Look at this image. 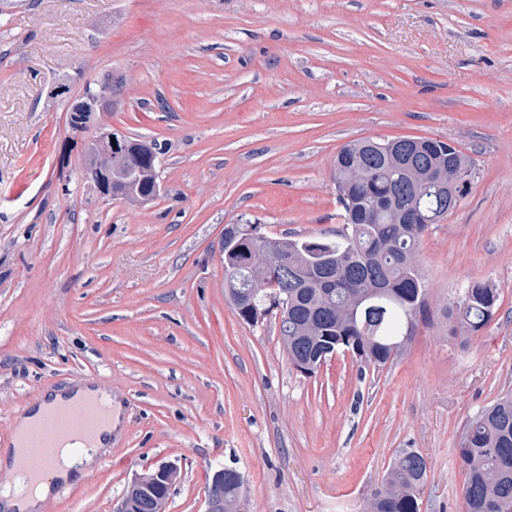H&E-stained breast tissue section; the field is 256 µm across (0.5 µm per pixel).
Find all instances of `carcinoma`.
Masks as SVG:
<instances>
[{
    "mask_svg": "<svg viewBox=\"0 0 512 512\" xmlns=\"http://www.w3.org/2000/svg\"><path fill=\"white\" fill-rule=\"evenodd\" d=\"M71 112L73 131H85L93 112ZM472 166L471 157L433 137L363 139L344 145L334 173L342 206L334 238L269 237L258 224L224 242V268L249 281H265L288 298L281 342L288 359L320 362L350 352L376 369L400 357L413 338L415 322L428 316L427 289L418 249L429 226L447 217L464 188L443 197L416 196L418 185L454 178L450 164ZM119 183L152 175L136 157L112 164ZM237 313L249 304L248 289L225 282ZM499 308V293L473 283L443 307L448 333L462 343L486 328ZM397 344L399 348L391 349ZM456 455L465 471L462 512H512V389L501 391L465 424ZM229 469L224 500L235 510L244 495L243 476ZM430 466L418 451L397 452L382 488L365 499L364 512H420Z\"/></svg>",
    "mask_w": 512,
    "mask_h": 512,
    "instance_id": "1",
    "label": "carcinoma"
}]
</instances>
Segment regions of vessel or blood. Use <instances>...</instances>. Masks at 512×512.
<instances>
[{"instance_id":"1","label":"vessel or blood","mask_w":512,"mask_h":512,"mask_svg":"<svg viewBox=\"0 0 512 512\" xmlns=\"http://www.w3.org/2000/svg\"><path fill=\"white\" fill-rule=\"evenodd\" d=\"M108 401L104 395L86 401H76L48 411L45 420L34 426L23 440L26 449L21 459L24 491H32L46 478V470L59 449L74 438L92 436L104 421Z\"/></svg>"}]
</instances>
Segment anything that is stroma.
<instances>
[{
    "label": "stroma",
    "mask_w": 512,
    "mask_h": 512,
    "mask_svg": "<svg viewBox=\"0 0 512 512\" xmlns=\"http://www.w3.org/2000/svg\"><path fill=\"white\" fill-rule=\"evenodd\" d=\"M114 77L96 122L165 146L144 206L94 199L67 122ZM400 137L476 162L420 244L429 316L383 370L301 373L275 318L231 306L224 227L334 236L337 151ZM476 282L500 306L462 345L441 310ZM85 378L112 446L42 512H115L170 461L166 512H206L227 467L244 512H362L401 448L431 466L420 512H462L464 424L512 388V0H0V448Z\"/></svg>",
    "instance_id": "stroma-1"
}]
</instances>
